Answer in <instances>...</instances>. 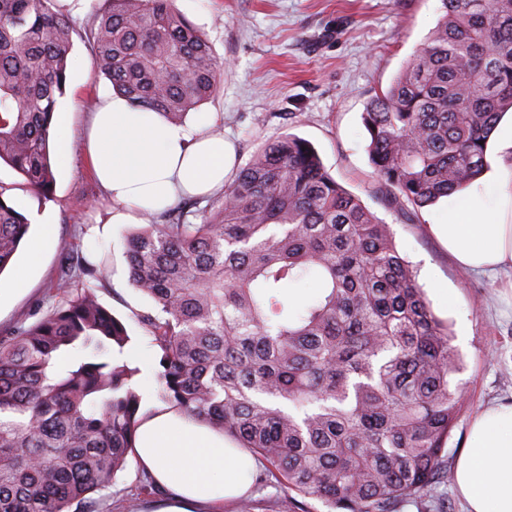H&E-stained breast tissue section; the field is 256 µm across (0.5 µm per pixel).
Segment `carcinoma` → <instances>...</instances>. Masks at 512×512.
<instances>
[{"label": "carcinoma", "mask_w": 512, "mask_h": 512, "mask_svg": "<svg viewBox=\"0 0 512 512\" xmlns=\"http://www.w3.org/2000/svg\"><path fill=\"white\" fill-rule=\"evenodd\" d=\"M85 30L94 64L133 106L171 122L219 85L220 65L170 0H107ZM442 15L363 124L390 203L419 210L478 180L512 111V0H441ZM74 27L53 0H0V160L48 195L49 141ZM0 185V272L30 223ZM201 217L194 223L189 217ZM127 239L159 398L239 443L267 477L329 512H401L448 479L463 409L460 359L391 225L285 135L224 198ZM315 282L300 308L288 287ZM0 336V512H97L135 448L140 370L95 289Z\"/></svg>", "instance_id": "carcinoma-1"}]
</instances>
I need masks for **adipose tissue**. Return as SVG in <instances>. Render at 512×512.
<instances>
[{"instance_id":"obj_1","label":"adipose tissue","mask_w":512,"mask_h":512,"mask_svg":"<svg viewBox=\"0 0 512 512\" xmlns=\"http://www.w3.org/2000/svg\"><path fill=\"white\" fill-rule=\"evenodd\" d=\"M85 151L112 199L114 224L146 210H164L183 198L223 193L235 161L232 144L211 133L208 124L174 125L120 95L98 103ZM511 212L512 171H505L465 206L449 207L447 223L435 225L434 231L457 265L492 272L512 266ZM53 235V225H42L25 262L11 281L0 283V301L26 292ZM135 452L167 492L160 512H216L224 499L249 491L255 468L250 454L209 426L174 412L146 417ZM454 478L467 512H512V404L492 405L475 416Z\"/></svg>"}]
</instances>
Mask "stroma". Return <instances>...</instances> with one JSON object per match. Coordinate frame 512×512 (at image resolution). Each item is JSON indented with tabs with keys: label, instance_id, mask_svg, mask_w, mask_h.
<instances>
[{
	"label": "stroma",
	"instance_id": "obj_1",
	"mask_svg": "<svg viewBox=\"0 0 512 512\" xmlns=\"http://www.w3.org/2000/svg\"><path fill=\"white\" fill-rule=\"evenodd\" d=\"M172 6L204 34L223 69L217 92L186 124L216 113L214 130L233 141L240 169L278 137L309 141L330 175L391 224L399 250L417 265L418 281L435 314L447 320L461 359L455 379L466 408L447 443L448 462L456 464L473 417L487 405L512 402V270L476 274L453 262L431 230L447 223V200L419 209L411 220L391 206L369 162L362 122L371 99L426 42L441 15L440 0H173ZM72 39L71 58L89 67L69 70L59 100L69 109L71 165L54 167L53 191L45 197L22 189V176L0 163V183L11 186L31 233L44 223L56 230L28 291L0 306V335L30 326L58 304L61 279L82 282L76 257L94 264L105 255L108 276L98 301L124 322L131 348L151 356L155 350L137 319L151 303L128 278L126 241L134 227H99L112 202L84 153L90 114L113 89L92 67L84 35ZM142 473L136 457H128L112 485L97 494L106 512H159L164 497L141 493Z\"/></svg>",
	"mask_w": 512,
	"mask_h": 512
}]
</instances>
